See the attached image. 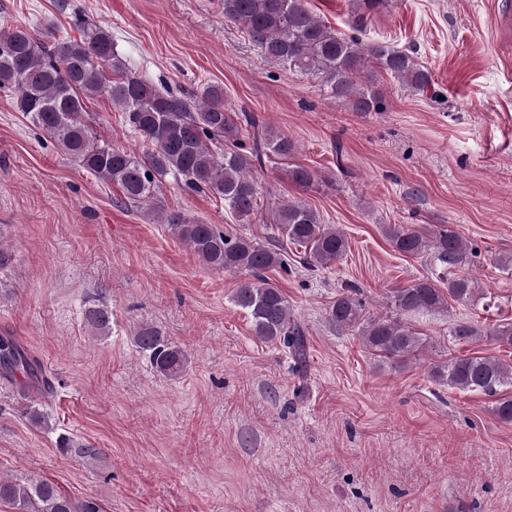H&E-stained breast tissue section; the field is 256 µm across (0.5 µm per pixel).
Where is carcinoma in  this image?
Returning a JSON list of instances; mask_svg holds the SVG:
<instances>
[{
    "instance_id": "cac0c4a2",
    "label": "carcinoma",
    "mask_w": 512,
    "mask_h": 512,
    "mask_svg": "<svg viewBox=\"0 0 512 512\" xmlns=\"http://www.w3.org/2000/svg\"><path fill=\"white\" fill-rule=\"evenodd\" d=\"M384 0H352L351 25L363 32L368 14ZM224 18L245 29L260 55L321 75L336 98L356 112H380L384 102L378 86L386 73L413 91L432 88L430 74L409 51L357 36H341L323 24L305 0H223ZM77 39L49 43L23 26L0 30V92L16 96L18 111L47 135L57 147L88 172L120 187L125 199L146 203L162 179L171 175L194 191H207L224 200L240 222L248 224L258 213L255 169L264 160L288 162V179L302 188L321 177L307 166L291 162L295 142L268 128L249 112H232L224 105V88L206 84L198 91L175 94L137 77L119 54L112 34L80 21ZM107 97L124 113L125 122L150 150L138 157L101 138L86 121L87 101ZM207 267L242 271L248 275L232 297L245 311L254 335L283 346L298 363L307 352V338L290 315L288 301L267 278V271L285 264L282 254L250 237L229 236L213 224L191 219L174 210L153 212ZM270 223L295 246L304 249L310 267H326L345 255L348 238L303 201L272 208ZM390 246L412 256L427 254L448 276L422 277L394 290L397 311H434L455 301L468 303L477 292L474 280L457 272L467 263L460 233L452 226L431 232L401 224H386ZM88 324L100 333L110 330L112 313L100 306L85 311ZM338 328L355 330L371 353L404 363L419 348V339L407 324L389 316L365 317L363 301L348 290L329 307ZM486 335L512 345V322L482 330L472 321H456L450 336L459 344ZM135 345L149 355L156 370L176 377L187 364L186 353L150 327H141ZM0 375L23 378L29 391L42 396L50 389L40 362L9 336H0ZM430 376L452 388L478 391L495 398L493 412L512 422V365L492 356L461 355L433 366ZM0 501L17 512H101L91 500L73 501L51 482L33 478L0 477Z\"/></svg>"
}]
</instances>
